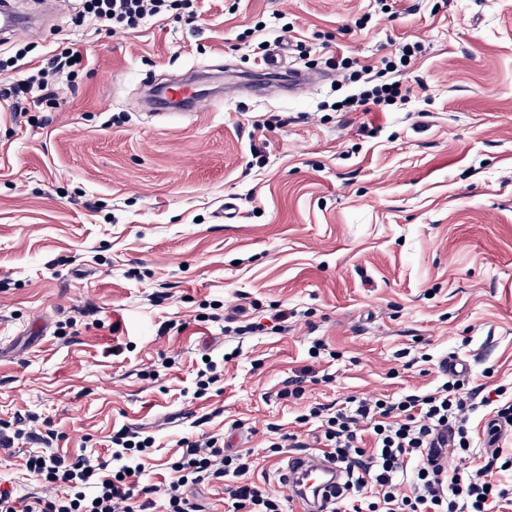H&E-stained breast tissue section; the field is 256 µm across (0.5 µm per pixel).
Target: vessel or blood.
I'll return each instance as SVG.
<instances>
[{
  "mask_svg": "<svg viewBox=\"0 0 512 512\" xmlns=\"http://www.w3.org/2000/svg\"><path fill=\"white\" fill-rule=\"evenodd\" d=\"M261 72L272 80L287 83L296 93L327 79L324 71H303L288 67L281 53L274 52L264 61ZM178 99L185 106L194 107L200 95L189 85H166L157 95L160 106H167L169 99ZM278 479L291 495L297 512H334L336 501L345 489L346 476L329 456L319 453L292 457L287 466L279 468Z\"/></svg>",
  "mask_w": 512,
  "mask_h": 512,
  "instance_id": "b4317fda",
  "label": "vessel or blood"
}]
</instances>
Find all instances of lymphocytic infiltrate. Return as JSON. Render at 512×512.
I'll use <instances>...</instances> for the list:
<instances>
[{"mask_svg": "<svg viewBox=\"0 0 512 512\" xmlns=\"http://www.w3.org/2000/svg\"><path fill=\"white\" fill-rule=\"evenodd\" d=\"M191 0H83V11L111 32L137 28L144 20L175 8H189ZM77 49L49 52L37 74L19 80L15 95L58 106L54 78L74 79L80 62ZM492 408L497 419L512 424V403L490 394L479 395L460 379L444 382L434 392L405 394L375 401L352 398L336 409L316 404L309 411L320 420V441L327 455L348 474L346 483L352 512H494L512 502V488L500 483L506 468L501 454L485 460L476 471L447 477L436 466L431 451L444 447V431H451L454 453L467 455L472 444L471 414ZM23 439L37 451L26 461L27 471L53 486L66 488L63 496L36 497L18 504L9 491H0V512H152L156 494H163L165 512H203L193 503L191 489L226 478L236 483L228 491L227 512H283L281 501L261 486L245 481L252 466L249 454L225 453L218 437L181 438L180 458L173 462L176 480L166 488L142 483L143 458L151 438H136L126 430L111 440L109 461L79 456L68 459L49 452L48 437L36 430L0 431V446ZM411 491H404V483Z\"/></svg>", "mask_w": 512, "mask_h": 512, "instance_id": "1", "label": "lymphocytic infiltrate"}]
</instances>
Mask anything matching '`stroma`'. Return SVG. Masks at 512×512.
<instances>
[{"label":"stroma","mask_w":512,"mask_h":512,"mask_svg":"<svg viewBox=\"0 0 512 512\" xmlns=\"http://www.w3.org/2000/svg\"><path fill=\"white\" fill-rule=\"evenodd\" d=\"M16 7L37 24L0 90L46 51L83 61L58 110L0 111V427L33 415L58 454L105 460L113 432L152 436L147 483L174 479L181 437L216 435L294 512L276 476L290 454L269 443L319 451L297 421L314 404L433 391L450 354L512 396V0H197L195 19L114 36L72 25L74 0ZM280 43L295 67L337 55L359 80L234 91ZM217 64L223 89L195 117L139 108L146 79L203 90ZM370 78L406 104L335 110ZM218 304L292 316L228 334ZM207 355L224 380L196 398ZM302 373V397L280 398ZM29 454L0 447V489L43 495Z\"/></svg>","instance_id":"stroma-1"}]
</instances>
